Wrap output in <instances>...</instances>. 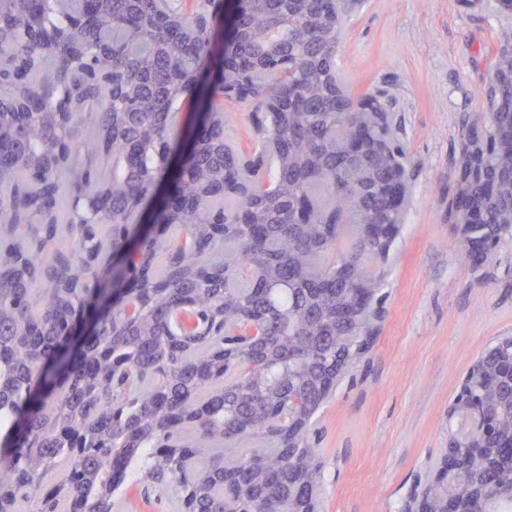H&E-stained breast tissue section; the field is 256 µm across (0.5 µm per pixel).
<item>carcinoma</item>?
I'll return each mask as SVG.
<instances>
[{
	"instance_id": "cac0c4a2",
	"label": "carcinoma",
	"mask_w": 512,
	"mask_h": 512,
	"mask_svg": "<svg viewBox=\"0 0 512 512\" xmlns=\"http://www.w3.org/2000/svg\"><path fill=\"white\" fill-rule=\"evenodd\" d=\"M351 0H0V512H113L163 486L177 512H315L314 415L372 326L368 259L390 125L345 113ZM472 236L512 239V55L491 68ZM245 79L260 148L227 136ZM251 316L264 336L238 342ZM473 382L497 413L428 512L512 508V365Z\"/></svg>"
}]
</instances>
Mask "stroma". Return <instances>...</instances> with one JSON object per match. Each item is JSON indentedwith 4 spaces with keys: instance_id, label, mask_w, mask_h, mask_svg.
Listing matches in <instances>:
<instances>
[{
    "instance_id": "1",
    "label": "stroma",
    "mask_w": 512,
    "mask_h": 512,
    "mask_svg": "<svg viewBox=\"0 0 512 512\" xmlns=\"http://www.w3.org/2000/svg\"><path fill=\"white\" fill-rule=\"evenodd\" d=\"M494 0H366L336 57L353 94L381 102L410 162L407 210L388 258L381 319L311 427L320 512H406L439 467L448 407L475 359L512 336V241L478 268L448 222L464 121L484 123L501 16ZM131 486L117 512H175Z\"/></svg>"
}]
</instances>
